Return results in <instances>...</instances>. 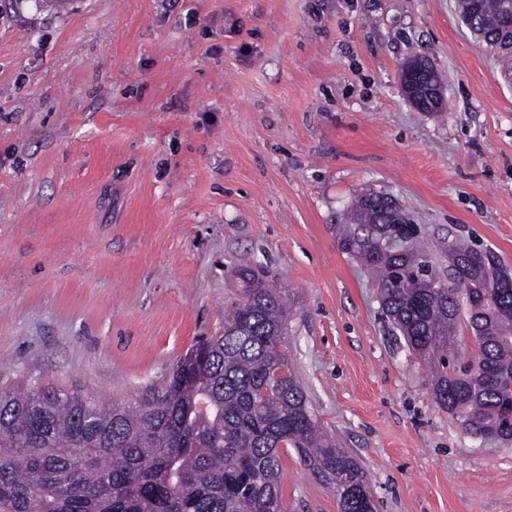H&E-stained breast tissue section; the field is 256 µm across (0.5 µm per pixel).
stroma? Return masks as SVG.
Listing matches in <instances>:
<instances>
[{
	"mask_svg": "<svg viewBox=\"0 0 512 512\" xmlns=\"http://www.w3.org/2000/svg\"><path fill=\"white\" fill-rule=\"evenodd\" d=\"M417 56L445 112L404 94ZM369 189L512 272V78L457 0H0V384L127 400L223 332L250 257L377 512H512V442L436 407L338 247ZM281 463L284 512H338Z\"/></svg>",
	"mask_w": 512,
	"mask_h": 512,
	"instance_id": "obj_1",
	"label": "stroma"
}]
</instances>
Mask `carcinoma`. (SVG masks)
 Masks as SVG:
<instances>
[{
	"label": "carcinoma",
	"instance_id": "1",
	"mask_svg": "<svg viewBox=\"0 0 512 512\" xmlns=\"http://www.w3.org/2000/svg\"><path fill=\"white\" fill-rule=\"evenodd\" d=\"M464 24L512 69L495 0H458ZM400 204L366 192L337 228L342 253L378 274L382 309L429 369L434 404L467 433L512 439V274L490 250L424 249ZM224 333L124 402L22 380L0 387V512H283L280 449L336 490L339 512H375L365 473L318 431L288 356L290 289L239 267ZM473 334L475 367L455 361Z\"/></svg>",
	"mask_w": 512,
	"mask_h": 512
}]
</instances>
